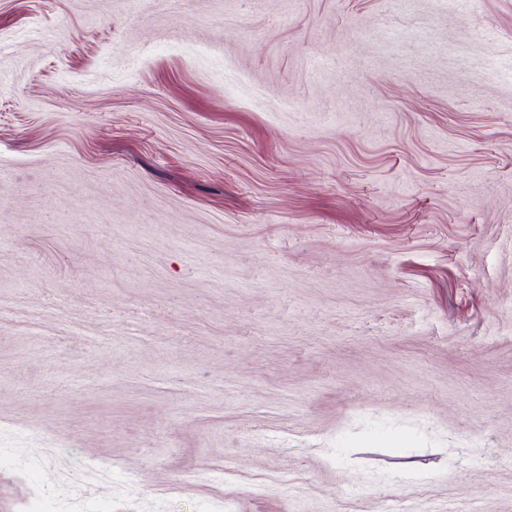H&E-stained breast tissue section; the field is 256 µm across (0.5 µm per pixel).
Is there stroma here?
<instances>
[{"mask_svg":"<svg viewBox=\"0 0 512 512\" xmlns=\"http://www.w3.org/2000/svg\"><path fill=\"white\" fill-rule=\"evenodd\" d=\"M388 505L512 512V0H0V512Z\"/></svg>","mask_w":512,"mask_h":512,"instance_id":"stroma-1","label":"stroma"}]
</instances>
